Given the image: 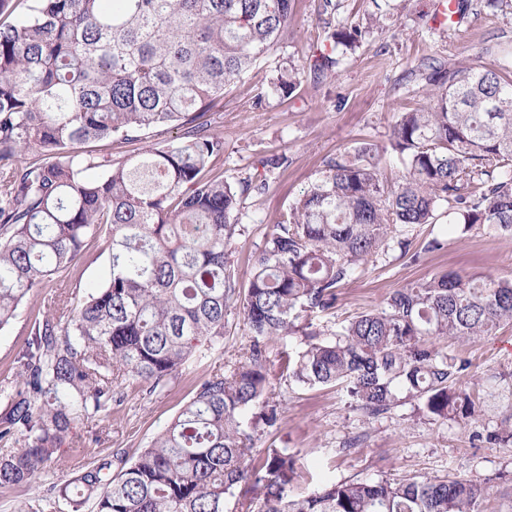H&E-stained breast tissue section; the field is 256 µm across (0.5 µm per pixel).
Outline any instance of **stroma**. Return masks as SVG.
I'll return each instance as SVG.
<instances>
[{"instance_id": "1", "label": "stroma", "mask_w": 512, "mask_h": 512, "mask_svg": "<svg viewBox=\"0 0 512 512\" xmlns=\"http://www.w3.org/2000/svg\"><path fill=\"white\" fill-rule=\"evenodd\" d=\"M461 25H435L436 0H294L288 43L253 66L227 89L204 119L224 135L219 162L226 178L252 175L261 158L286 155L282 167L268 173L269 189L244 198L231 265L240 286H247L252 263L274 220L320 176L326 160L374 143L378 162L390 180L403 165L390 147L399 113L426 104L424 63L449 68L490 67L512 55V0H463ZM358 26L357 48L343 56L335 74L320 82L305 72V60L326 24ZM300 72V84L286 98L269 97L263 108L254 98L281 63ZM442 249L425 251L431 238ZM408 253L394 249L374 256L338 290L335 309L321 325L340 327L346 320L383 306L397 288L454 271L488 279L512 277V236L474 230L456 233L447 216L417 225L408 234ZM74 272L79 286L67 291L52 283L39 289L9 325L0 328V386L16 382L20 352L37 317L67 295L82 299L109 274L107 256L88 246ZM250 345L236 310L224 326V353L193 361L189 369L151 392L136 382L117 387L110 412L79 425L58 448L48 471L32 486L0 488V512L37 508L52 485L63 484L90 462L119 454L135 460L192 397L197 383L213 369L243 360ZM435 347L468 364L462 382L482 400L477 423L429 421L415 414L411 401L372 416L359 409L345 388H302L283 380L279 345H271L273 373L268 397L279 406L274 428L257 435L256 448H285L298 455L315 482L326 480H398L415 476L461 477L487 482L485 512H512V443L496 444L481 434L500 426L512 400V325L495 334L458 342L445 337Z\"/></svg>"}]
</instances>
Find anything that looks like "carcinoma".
Masks as SVG:
<instances>
[{"label": "carcinoma", "instance_id": "carcinoma-1", "mask_svg": "<svg viewBox=\"0 0 512 512\" xmlns=\"http://www.w3.org/2000/svg\"><path fill=\"white\" fill-rule=\"evenodd\" d=\"M293 0H0V328L50 282H62L95 242L110 276L74 307L34 321L21 380L0 387V487L34 482L77 425L112 410L114 383L154 392L224 349V317L238 308L245 361L204 377L180 413L132 462L87 466L59 491L93 512H481L485 483L458 476L328 482L309 492L297 454H254L256 420L274 427L270 345L285 381L343 385L370 415L399 394L433 420L476 416L464 361L428 343L465 340L512 323V279L448 272L398 288L384 307L337 330L313 315L336 289L390 247L397 228L435 224L512 234V70L425 65L432 101L402 112L391 147L405 172L392 183L364 144L331 159L274 222L248 287L229 268L244 197L264 173L212 174L224 136L199 122L249 68L282 43ZM358 31L325 32L307 59L315 81L335 74L339 47ZM298 72L279 68L253 105L290 96ZM177 131L132 155L112 145ZM106 143V151L87 146ZM100 171L90 180L84 172ZM299 335L296 348L286 340ZM512 441V413L486 434Z\"/></svg>", "mask_w": 512, "mask_h": 512}]
</instances>
